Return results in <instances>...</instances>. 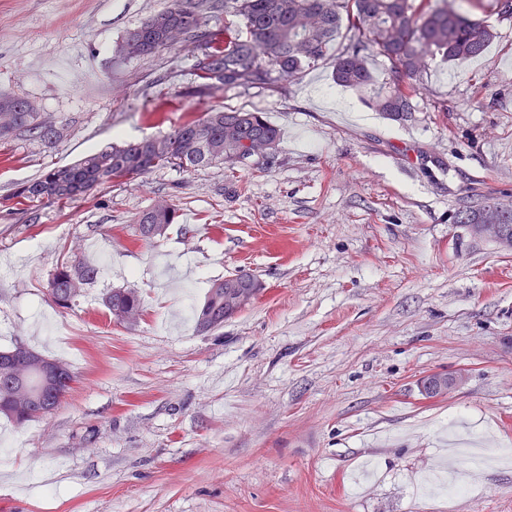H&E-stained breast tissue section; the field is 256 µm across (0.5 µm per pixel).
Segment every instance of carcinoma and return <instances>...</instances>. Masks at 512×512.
<instances>
[{
  "instance_id": "1",
  "label": "carcinoma",
  "mask_w": 512,
  "mask_h": 512,
  "mask_svg": "<svg viewBox=\"0 0 512 512\" xmlns=\"http://www.w3.org/2000/svg\"><path fill=\"white\" fill-rule=\"evenodd\" d=\"M224 2V26L210 28L206 12ZM460 0H171L165 10L126 32L118 46L122 58L148 59L161 50L191 45L201 88H272L288 84L308 69L330 59L334 81L344 87H371L379 111L398 120L412 111L413 78L440 56L459 61L482 54L494 31L473 20ZM471 5L503 19L512 18V0H473ZM390 62L389 80L376 84L368 56ZM23 131L53 144L63 132L46 123L37 107L24 98L0 95V138ZM279 130L262 113L243 108L209 109L197 121L173 127L167 134L112 145L72 164L55 167L20 187L19 196L47 203H66L101 184L131 181L164 167L186 172L216 165L235 167L250 159L262 144L277 143ZM487 203L463 205L456 224H475ZM179 210L159 202L137 217L138 240L157 243L159 225L176 223ZM100 269L82 259L56 268L52 302L69 309L93 285ZM257 278L239 272L215 280L194 310L195 331L224 327V320L254 302L249 285ZM113 321L133 326L141 320L144 302L133 288L114 289L104 300ZM29 374L25 367L0 368V415L21 423L40 417L41 397L28 401L12 388Z\"/></svg>"
}]
</instances>
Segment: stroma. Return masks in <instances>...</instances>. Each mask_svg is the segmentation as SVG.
Segmentation results:
<instances>
[{
    "label": "stroma",
    "instance_id": "obj_1",
    "mask_svg": "<svg viewBox=\"0 0 512 512\" xmlns=\"http://www.w3.org/2000/svg\"><path fill=\"white\" fill-rule=\"evenodd\" d=\"M170 0H0V93L62 127L0 140V350L24 343L75 381L25 424L0 417V512H512V250L454 224L466 201L512 205V19L463 62L434 60L401 121L331 65L281 89L198 92L190 49L115 48ZM224 106L279 129L260 167L161 168L65 204L17 201L47 170L159 137ZM166 237L135 240L157 201ZM83 257L97 282L57 308L49 279ZM263 290L195 333L211 282ZM140 291L142 321L103 298ZM462 372L428 398L420 382ZM474 459L453 497L448 436ZM179 210L176 205L170 201L159 202L143 211L137 217V240L147 243H157L163 239L170 224H175ZM163 226L162 233L155 234V226Z\"/></svg>",
    "mask_w": 512,
    "mask_h": 512
}]
</instances>
